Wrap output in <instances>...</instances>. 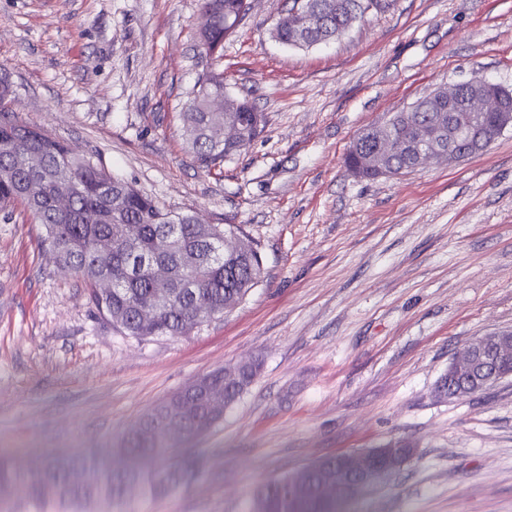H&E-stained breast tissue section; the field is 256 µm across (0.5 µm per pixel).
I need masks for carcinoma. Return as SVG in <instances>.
Here are the masks:
<instances>
[{
  "mask_svg": "<svg viewBox=\"0 0 512 512\" xmlns=\"http://www.w3.org/2000/svg\"><path fill=\"white\" fill-rule=\"evenodd\" d=\"M200 2L207 19L195 33V50L206 65L181 117L188 146L201 166L211 168L257 139L265 129V117L249 100L227 93L224 74L215 68L224 39L249 11L251 0ZM297 2L292 0V6L281 14L272 35L284 45L310 48L340 38L356 15L359 0H307L311 13L322 20L307 28L304 17L294 13ZM480 89L512 107V89L493 83H483ZM472 94L473 87L463 86L451 104L423 100L420 111L414 113L416 123L430 128L436 140L448 144V114L465 116ZM220 95L227 97L225 111H208L210 99ZM217 120L238 125L243 138L230 144L212 140L209 130ZM375 133L415 140L413 123L402 112L375 127ZM368 148L367 139L358 140L356 149L348 151L346 162L355 175L374 179L376 174L358 168V157ZM18 153L31 155V168L15 166ZM413 165L409 150L393 155L388 162L396 175L413 172ZM63 189L71 192L72 203L68 210L59 211L54 198ZM17 205L43 226L42 245L85 283L88 300L98 313L129 336H187L198 328L195 318L199 310L222 315L239 305L261 281L258 245L229 260L220 250L225 234H244L240 225L197 222L192 213L174 212L143 195L94 157L26 124L0 122V212L8 216ZM126 224L139 225L133 243L124 237ZM183 252L197 254V264L179 265L177 255ZM145 257L164 260L173 269L169 305L149 323L137 319L138 307L149 302L154 288L142 265ZM105 277L113 279L115 286L102 298L96 285ZM259 371L260 364L253 362L211 373L205 388L189 398L182 400L177 393L150 409L142 419L144 429L131 432L123 441L120 452L132 462L123 470L101 467L88 452L30 466L18 463L12 454H0V499L17 495L25 502L26 512H49L43 492L51 485L58 508L91 505L93 512H112L132 485L147 493H171L184 475L197 469L190 457L173 459L174 449L184 447L221 420L224 409L239 398ZM176 417L184 421L178 437L167 430V422ZM75 469L84 473L80 483L70 480V471ZM331 472V468L319 470L312 465L304 470L306 478L300 486L292 476L264 485L256 495L254 512H344L350 499L336 501L319 495L323 477Z\"/></svg>",
  "mask_w": 512,
  "mask_h": 512,
  "instance_id": "1",
  "label": "carcinoma"
}]
</instances>
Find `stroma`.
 Masks as SVG:
<instances>
[{
	"label": "stroma",
	"instance_id": "1",
	"mask_svg": "<svg viewBox=\"0 0 512 512\" xmlns=\"http://www.w3.org/2000/svg\"><path fill=\"white\" fill-rule=\"evenodd\" d=\"M286 0H252L224 42V83L266 118L205 169L180 112L201 69L199 0H0V122L99 158L175 211L239 224L264 273L190 335H125L41 245L0 218V448L20 461L116 449L197 378L261 361L189 449L172 494L131 486L114 512H251L264 484L402 440L412 457L366 512H512V377L464 397L437 385L477 337L512 330V129L464 161L366 180L345 156L441 85L512 89V0H395L308 49L276 41Z\"/></svg>",
	"mask_w": 512,
	"mask_h": 512
}]
</instances>
